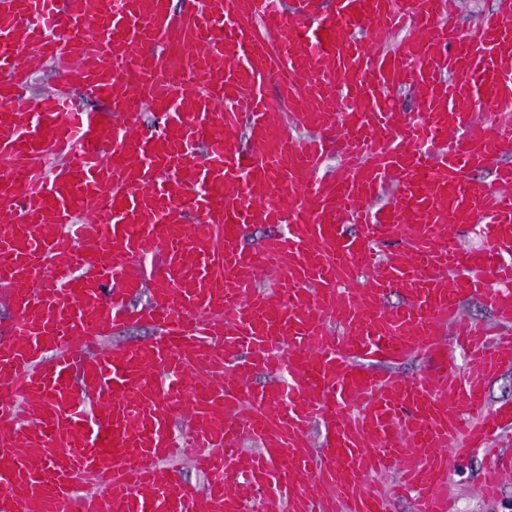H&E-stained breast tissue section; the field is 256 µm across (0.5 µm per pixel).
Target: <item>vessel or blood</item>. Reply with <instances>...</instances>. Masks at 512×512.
I'll list each match as a JSON object with an SVG mask.
<instances>
[{
	"instance_id": "b4317fda",
	"label": "vessel or blood",
	"mask_w": 512,
	"mask_h": 512,
	"mask_svg": "<svg viewBox=\"0 0 512 512\" xmlns=\"http://www.w3.org/2000/svg\"><path fill=\"white\" fill-rule=\"evenodd\" d=\"M458 10L0 0V512H245L246 489L258 512H455L448 468L477 452L501 493L512 0ZM27 50L59 69L33 106ZM133 324L151 336L106 345ZM459 2L460 9L455 20L465 28L473 23V16L477 12L495 6V0H459ZM488 399L493 406L507 402L512 403V370L503 372L492 384Z\"/></svg>"
}]
</instances>
